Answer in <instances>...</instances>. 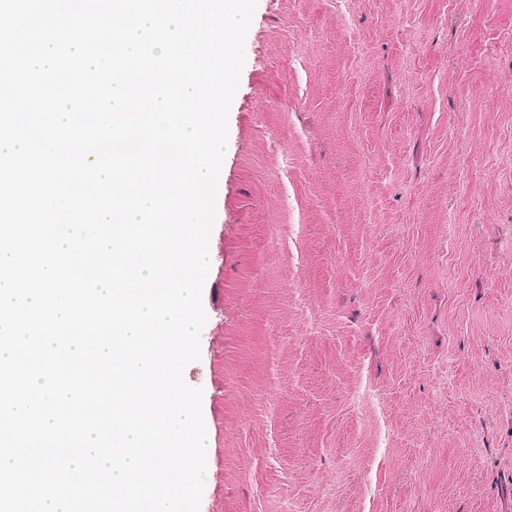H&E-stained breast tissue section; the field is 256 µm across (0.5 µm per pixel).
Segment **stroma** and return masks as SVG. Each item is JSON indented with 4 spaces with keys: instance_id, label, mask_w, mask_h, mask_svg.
Returning <instances> with one entry per match:
<instances>
[{
    "instance_id": "35a3bbf8",
    "label": "stroma",
    "mask_w": 512,
    "mask_h": 512,
    "mask_svg": "<svg viewBox=\"0 0 512 512\" xmlns=\"http://www.w3.org/2000/svg\"><path fill=\"white\" fill-rule=\"evenodd\" d=\"M199 512H512V0H257Z\"/></svg>"
}]
</instances>
